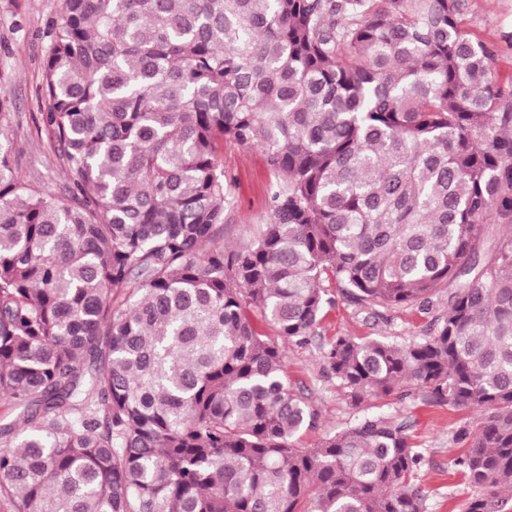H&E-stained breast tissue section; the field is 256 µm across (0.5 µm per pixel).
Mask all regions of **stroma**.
I'll list each match as a JSON object with an SVG mask.
<instances>
[{
    "label": "stroma",
    "instance_id": "1",
    "mask_svg": "<svg viewBox=\"0 0 512 512\" xmlns=\"http://www.w3.org/2000/svg\"><path fill=\"white\" fill-rule=\"evenodd\" d=\"M61 7V0H0V73L7 79L6 89L19 115L18 125L8 129L17 148L18 172L24 180L59 195L65 179L41 121L45 102L39 87L48 33L60 18ZM463 24L490 43L500 81L512 82V0H467ZM224 168L232 179L233 209L224 225L223 241L239 245L253 237L265 220L273 175L260 147L231 142L224 145ZM431 319L416 304L375 310L336 298L315 327L310 344L286 348L287 380L318 413L315 424L295 436L296 447H317L328 432L345 427L358 415L336 381L323 375L318 353L322 343L339 335L359 340L385 337L398 343L419 340L429 335ZM383 408L406 422L412 444L423 454L414 483L425 496L427 512H463L477 490L456 463L467 445L456 441L455 433L464 423L475 421V412L429 403L415 389L403 399L384 398Z\"/></svg>",
    "mask_w": 512,
    "mask_h": 512
}]
</instances>
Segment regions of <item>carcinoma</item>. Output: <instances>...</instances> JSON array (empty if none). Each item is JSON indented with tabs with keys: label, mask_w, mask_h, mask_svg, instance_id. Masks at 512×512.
Returning <instances> with one entry per match:
<instances>
[{
	"label": "carcinoma",
	"mask_w": 512,
	"mask_h": 512,
	"mask_svg": "<svg viewBox=\"0 0 512 512\" xmlns=\"http://www.w3.org/2000/svg\"><path fill=\"white\" fill-rule=\"evenodd\" d=\"M466 0H62L43 63L67 195L23 182L0 73V502L10 512H425L372 400L478 414L465 512H512V96ZM274 180L219 237L224 141ZM431 335L320 347L361 417L315 448L285 378L327 282ZM277 333L261 331L249 311Z\"/></svg>",
	"instance_id": "obj_1"
}]
</instances>
